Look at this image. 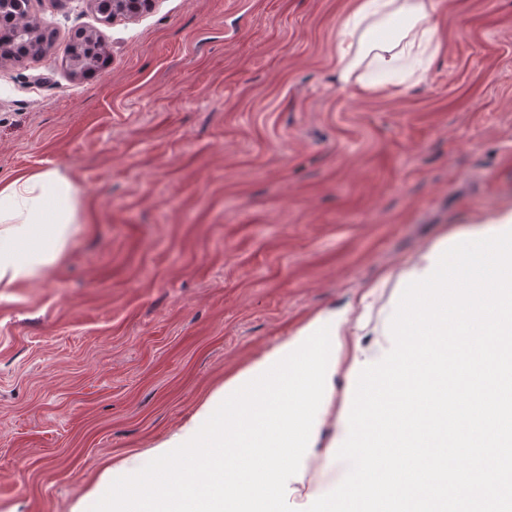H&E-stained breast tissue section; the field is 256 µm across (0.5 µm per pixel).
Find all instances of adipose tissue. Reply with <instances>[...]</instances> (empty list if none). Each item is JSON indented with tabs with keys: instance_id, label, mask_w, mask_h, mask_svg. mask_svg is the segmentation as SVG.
<instances>
[{
	"instance_id": "1",
	"label": "adipose tissue",
	"mask_w": 512,
	"mask_h": 512,
	"mask_svg": "<svg viewBox=\"0 0 512 512\" xmlns=\"http://www.w3.org/2000/svg\"><path fill=\"white\" fill-rule=\"evenodd\" d=\"M441 0H354L338 31L343 81L362 64L397 70L404 58L437 45L431 19ZM81 201L72 180L42 169L0 180V295L46 279L81 231Z\"/></svg>"
}]
</instances>
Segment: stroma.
<instances>
[{"mask_svg": "<svg viewBox=\"0 0 512 512\" xmlns=\"http://www.w3.org/2000/svg\"><path fill=\"white\" fill-rule=\"evenodd\" d=\"M349 0H31L58 54L0 65V179L57 169L82 234L0 299V512H76L318 313L512 209V0H444L428 75L342 85ZM97 30L107 66L59 57ZM97 12L101 7L112 6L109 10L108 17H103L104 21L112 15V21L116 19L134 20L144 11H150L156 0H86ZM96 40L95 32L82 31L67 44L64 55L65 66L74 78H80L96 68L94 62L89 57H86L80 49L81 45L92 44Z\"/></svg>", "mask_w": 512, "mask_h": 512, "instance_id": "35a3bbf8", "label": "stroma"}]
</instances>
